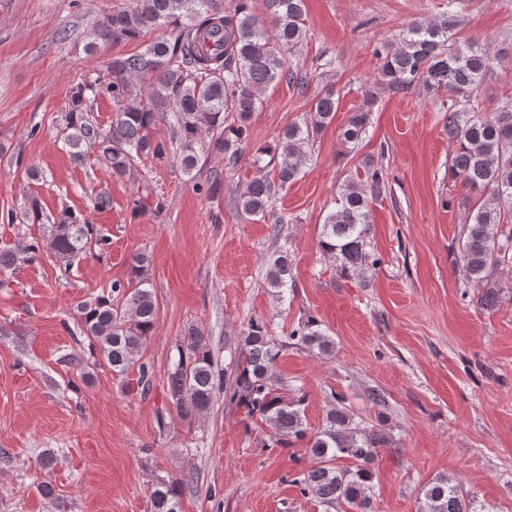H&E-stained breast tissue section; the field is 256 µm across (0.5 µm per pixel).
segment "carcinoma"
I'll use <instances>...</instances> for the list:
<instances>
[{
    "label": "carcinoma",
    "mask_w": 512,
    "mask_h": 512,
    "mask_svg": "<svg viewBox=\"0 0 512 512\" xmlns=\"http://www.w3.org/2000/svg\"><path fill=\"white\" fill-rule=\"evenodd\" d=\"M272 18L267 29L253 13L250 0H235L229 9L219 0H130L102 13L93 23L88 50L97 41L119 43L138 39L148 28H168L171 34L139 53L116 58L106 72L94 68L71 90V108L63 116L61 133L76 162L92 148L112 175L123 177L141 158L162 160L171 150L185 172L197 167L201 156L220 153L234 161L250 140L248 121L265 89L295 79L285 67V55L306 38L304 0H266ZM453 19L414 21L378 54L380 76L393 90L417 85L448 92L444 128L456 150L451 178L477 195L466 218L460 260L468 281L482 288L479 304L492 308L502 289L489 286L493 272L512 261V100L495 112L481 115L471 102L493 62L490 49L453 37ZM103 93L115 106L111 122L102 126L88 116L86 103ZM338 99L326 88L313 100L303 122L292 124L278 144L251 150L256 176L239 186L237 209L246 217L284 223L275 215L276 189L300 175L315 138L333 121ZM233 113L232 122L225 121ZM172 121L170 142L155 140L151 130L158 118ZM369 110L351 113L338 137L357 145L366 135ZM218 132L210 142L204 134ZM47 246L35 241L25 248L0 250V273L20 262H32L43 249L56 262L69 266L79 255L103 250L107 239L82 216L61 210L48 220ZM366 188L347 177L338 190L336 207L320 225L318 247L345 277H364L379 259L368 250ZM150 256H131L126 281H115L110 293L80 306V334L89 341L95 365L124 376L139 365L140 393L150 387L149 371L137 363L145 341L157 324V300L149 277ZM269 287L282 297L293 286L291 260L282 251L270 260ZM302 345L329 356L334 341L315 317L297 323L286 340L270 333L263 320L248 323L239 341L230 399L249 418L264 421L270 434L263 446L304 445L316 465L291 475L290 483L303 496L322 506L344 505L351 512H375L372 463L377 449L389 438L374 425L356 420L337 398L322 430L310 433L304 412L305 395L288 389L275 374L283 347ZM177 360L167 377L176 414L185 420L207 411L224 375L215 369L210 339L190 327L176 345ZM186 480H159L151 491L153 512H180ZM417 512H485L473 497L447 475L429 480L420 490Z\"/></svg>",
    "instance_id": "obj_1"
}]
</instances>
